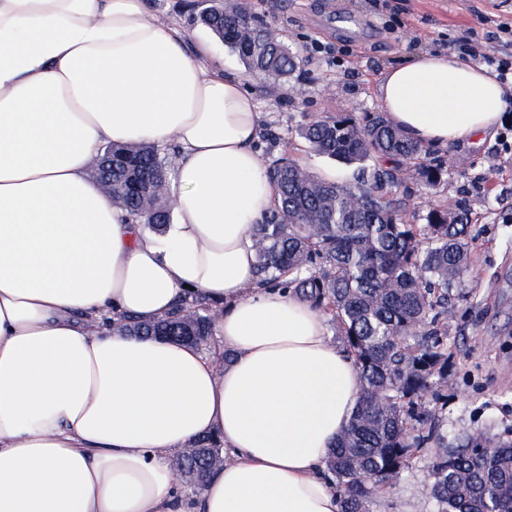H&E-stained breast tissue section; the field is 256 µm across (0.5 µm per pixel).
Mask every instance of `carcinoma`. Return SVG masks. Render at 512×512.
<instances>
[{
    "label": "carcinoma",
    "instance_id": "1",
    "mask_svg": "<svg viewBox=\"0 0 512 512\" xmlns=\"http://www.w3.org/2000/svg\"><path fill=\"white\" fill-rule=\"evenodd\" d=\"M201 23L247 69L289 81L298 50L237 0H218ZM319 155L366 170L370 179L338 183L283 154L268 166L279 198L255 225L256 272L261 284L292 289L318 309L343 340L360 371L358 407L325 476L342 499V512H373L384 483L432 448L430 496L437 512H512V439L468 434L454 445L438 430V404L448 375V302L460 296L469 246L465 228L448 211L428 209L413 224L395 189L408 176L431 185L445 176L442 161L395 127L385 112H344L309 121L300 132ZM148 186L125 190L123 170H112V201L135 221L169 220L170 207L148 211L144 199H163L174 174V154L154 145L128 148ZM208 307L190 303L196 328L210 335ZM176 316L131 321L136 335L181 340Z\"/></svg>",
    "mask_w": 512,
    "mask_h": 512
}]
</instances>
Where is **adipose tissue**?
I'll list each match as a JSON object with an SVG mask.
<instances>
[{
    "mask_svg": "<svg viewBox=\"0 0 512 512\" xmlns=\"http://www.w3.org/2000/svg\"><path fill=\"white\" fill-rule=\"evenodd\" d=\"M145 0H0V512H341L324 462L360 399L353 359L293 291L259 285L254 226L278 189L263 114ZM413 139L495 133L512 88L453 54L389 66ZM178 147L169 224L134 223L88 175L111 144ZM216 346L122 322L179 300ZM229 459L186 498L173 460ZM189 311L185 316H176L153 323H143L139 321H130L126 324V329L135 335L144 336H169L170 339L182 341L180 336H183L179 329V323L182 322L188 314H191L195 318L196 328L201 332L202 336L210 335V323L211 319L208 314H205L209 308L198 301H192L189 303Z\"/></svg>",
    "mask_w": 512,
    "mask_h": 512,
    "instance_id": "adipose-tissue-1",
    "label": "adipose tissue"
}]
</instances>
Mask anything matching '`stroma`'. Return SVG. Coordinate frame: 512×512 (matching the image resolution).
<instances>
[{
    "label": "stroma",
    "instance_id": "1",
    "mask_svg": "<svg viewBox=\"0 0 512 512\" xmlns=\"http://www.w3.org/2000/svg\"><path fill=\"white\" fill-rule=\"evenodd\" d=\"M279 39L297 47L300 66L288 82L247 72L220 40L212 53L244 75L266 120L257 147L265 160L290 153L318 175L351 182L359 170L313 153L298 128L340 112H379V83L390 65L421 51L448 53L451 43L512 21V0H247ZM160 18L182 25L190 40L208 36L197 22L204 0H150ZM434 153L446 181L407 179L398 195L412 223L427 208L468 217L471 263L463 298L448 304V404L439 429L448 440L474 431L512 432V139L452 142ZM431 454L382 488L375 512H436L429 495Z\"/></svg>",
    "mask_w": 512,
    "mask_h": 512
}]
</instances>
